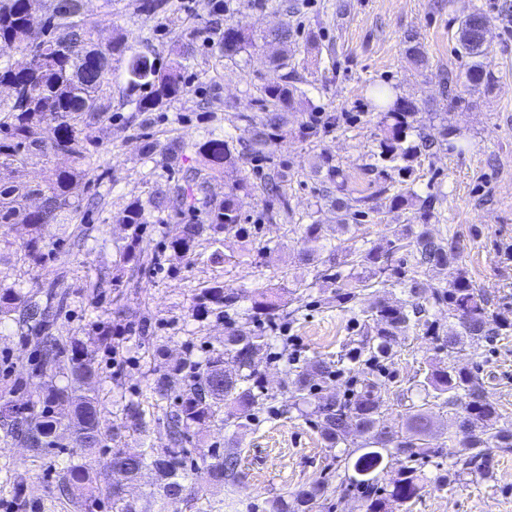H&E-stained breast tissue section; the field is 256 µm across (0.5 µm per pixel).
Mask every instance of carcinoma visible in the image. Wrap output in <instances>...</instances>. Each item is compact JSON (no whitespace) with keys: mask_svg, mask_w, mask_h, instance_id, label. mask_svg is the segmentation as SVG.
Returning a JSON list of instances; mask_svg holds the SVG:
<instances>
[{"mask_svg":"<svg viewBox=\"0 0 512 512\" xmlns=\"http://www.w3.org/2000/svg\"><path fill=\"white\" fill-rule=\"evenodd\" d=\"M138 10L145 13L171 11L169 0H139ZM490 19L480 11L464 16L457 29V51L470 58L464 73L463 85L470 91L489 89L494 74L485 64L488 46L481 31ZM273 48L268 57L272 77L260 90L257 103L263 116L250 118L251 147L254 161H273L270 147L288 128V112L296 102L297 87L288 85V76L281 70L288 66V47L293 44V31L281 26L255 38L242 24L229 25L219 31L218 48L221 56L233 59L257 46V40ZM20 54L21 61L13 60ZM126 61L127 90L135 93L151 89L150 95L135 100L138 112H154L164 104L183 96L185 82L183 66L177 60L166 67L158 66L156 59L139 51L128 37L118 32L112 40L103 43L98 37L94 18L83 8V0H50L42 14L32 12L30 0H0V86L11 85L16 95L0 101V169L28 165H44L45 175L38 181L0 180V224H23L28 238L18 248L16 257L32 268L42 265L44 258L43 227L47 224H83L79 218L80 195L89 187L90 176L103 179L97 164V149L83 135L85 126L92 122L105 123L109 115V90L112 87V60ZM379 126L377 159L382 172L394 171L408 179L413 174L410 162L433 145L451 144L458 129L444 126L438 141L424 139L415 145L409 137L415 129L418 108L411 100H391L385 90L377 92ZM143 149L148 158L158 155L161 163L172 167L189 152L197 158L198 168L184 178L186 186L178 188L187 210L205 213L203 222L174 224L167 229L168 247L183 258L195 256L197 243L206 238L221 242L224 233H243L241 227L242 197L253 193L249 177L239 176L228 185L224 200L216 203L206 192V183L236 169L234 136L212 132L201 139L185 142L174 139L162 145L147 140ZM61 155L68 161L65 168L49 167V158ZM313 173L325 184L324 199L342 212L341 234L358 230L359 218L375 210L367 197H353L348 193L346 180L333 156L321 152L316 155ZM266 214L272 218L292 219L288 191L277 175H270L261 185ZM168 183H158L148 204H129L115 215L116 222L131 230L128 242L118 249L125 263L133 271L143 274L160 266V258L144 259L140 248L141 225L146 223L145 211L159 214L165 210L170 195ZM419 200L413 189L387 197V207L397 211L410 207ZM421 201V200H419ZM434 197L421 201L418 219L421 229L402 224L393 231V238L375 245L358 255L341 243L328 247L321 243L324 225L308 214L310 223L300 225L303 247L299 260L322 268L326 279L338 284L336 298L350 301L356 289L381 284L398 286L407 299L400 304L384 300L374 303L362 312V339L359 346L346 353L350 361L358 360L363 352L371 358H389L399 339L412 328L422 327L426 334L442 341V348L452 354L464 339L478 342L487 336L512 334V319L489 308V298L475 288L467 270L459 268L457 276L445 287H434L426 274L434 268L446 267L458 261L461 250L454 238L435 237L426 225L434 215ZM32 287L44 289L45 300L36 294L14 288H0V318L17 315L16 323L27 336H40L43 343L42 364L36 375L37 400L26 407H17L11 401L0 404L11 416L4 423L37 457L59 449L56 431L61 426L57 407L66 402L67 427L76 434L82 461H69L56 484L57 499L66 507L78 509L90 499L112 501V512H143L134 500L125 497L123 485L113 482L99 487L94 481L90 461L99 449L118 438L120 430L145 433L154 413L144 404L129 402L122 408L120 426L108 429L102 426V399L90 389L97 374L92 358L82 345L71 343L70 377L66 386L53 384L59 338L53 336L49 312L58 307L60 298L55 291L57 281L41 282L35 278ZM242 294L213 283L195 296L191 311L196 319H203L214 311L224 313V350L205 362L187 361L179 369L189 370L188 379L172 383L173 374L152 369L156 378L150 385L155 403L175 396V409L166 415L163 426L164 445H152L139 450L114 448L107 467L118 470L125 480L133 482L142 471L151 469L157 476L151 496L158 506L156 512H181L180 505L196 500L187 486L190 468L183 443L206 429L224 407L233 409L235 421H253L256 414L272 399L257 368V357L272 348L271 337L261 329L288 315L295 316L299 308L284 312L278 294L264 288L253 291L250 305L242 307ZM444 304L448 316L457 321L458 329L440 334V325L429 317L427 304ZM289 380L288 409L310 408L308 415L317 418L320 437L326 447L336 448L345 441L350 429L363 438L364 452L346 462L347 486L361 492L365 512H389L391 502L402 506L411 503L422 489L415 471L401 467L389 483L379 486V474L389 466L392 458L416 461L430 451L429 438L432 423L423 409L409 413L401 427L395 430L384 419L383 393L386 384L377 378H366L360 389L344 400L335 396L323 397L313 393L315 380L333 374L331 363L309 360L299 363L290 355L285 370ZM425 397L442 401L458 411L456 439L466 451L461 469L491 477L498 453L512 451V431L500 427L501 414L483 396L482 379L471 372L456 371L450 367L435 368L418 381ZM227 452L209 455L207 472L216 486L224 485L227 473L238 466V443H225ZM325 494V482L315 480L294 494L293 506L284 501L276 512H314Z\"/></svg>","mask_w":512,"mask_h":512,"instance_id":"obj_1","label":"carcinoma"}]
</instances>
